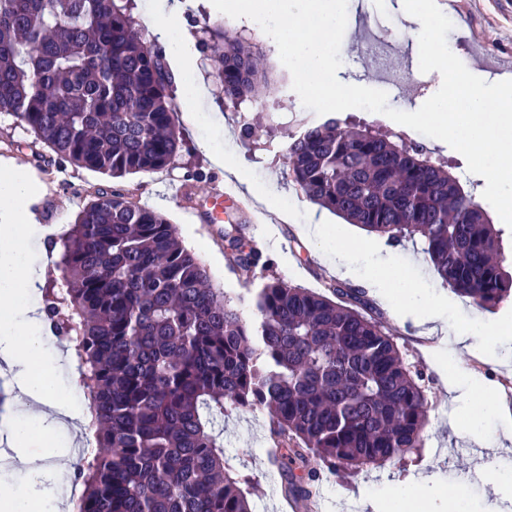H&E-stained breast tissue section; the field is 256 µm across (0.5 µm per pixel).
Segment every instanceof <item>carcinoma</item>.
I'll use <instances>...</instances> for the list:
<instances>
[{
  "label": "carcinoma",
  "mask_w": 512,
  "mask_h": 512,
  "mask_svg": "<svg viewBox=\"0 0 512 512\" xmlns=\"http://www.w3.org/2000/svg\"><path fill=\"white\" fill-rule=\"evenodd\" d=\"M224 108L261 102L269 77L251 39L205 26ZM0 113L57 158L122 178L168 167L184 142L158 51L129 0H0ZM311 203L398 245L419 239L441 280L493 311L512 297L501 231L420 145L337 117L285 148ZM228 214L224 250L244 274L270 265ZM65 283L44 289L47 328L71 346L99 453L81 454L78 512H254L224 452V409L261 408L282 495H316L317 458L359 472L414 453L427 421L424 373L405 361L365 292L266 279L244 297L215 288L164 214L98 189L63 236Z\"/></svg>",
  "instance_id": "obj_1"
}]
</instances>
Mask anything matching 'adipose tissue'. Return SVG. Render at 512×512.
I'll use <instances>...</instances> for the list:
<instances>
[{"instance_id": "1", "label": "adipose tissue", "mask_w": 512, "mask_h": 512, "mask_svg": "<svg viewBox=\"0 0 512 512\" xmlns=\"http://www.w3.org/2000/svg\"><path fill=\"white\" fill-rule=\"evenodd\" d=\"M181 10L180 0H155L151 30L172 46L174 83L183 94L199 99L206 90L187 53L178 46L175 20ZM37 190L34 176L14 161L0 162V363L14 372L27 398L24 414L9 424L17 448L16 463L25 470L35 461L31 448L49 449L55 429L73 416L63 402L64 391L55 381L57 357L45 349L48 334L31 301L39 276L29 265L23 240L15 232L21 219L27 218V205ZM309 234L319 246L334 245L337 275L352 276L357 260L374 262L377 273L372 283L378 296L389 301L396 312L414 310L423 324L444 321L441 300L411 274L396 271L390 260L373 258L362 242L345 240L337 228L328 224L314 222ZM448 393L464 415L463 433L481 441L487 421L499 413L492 388L482 376L459 368L448 380ZM71 497L72 488L59 473L45 483L1 489L0 512H72Z\"/></svg>"}]
</instances>
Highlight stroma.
Instances as JSON below:
<instances>
[{
	"label": "stroma",
	"instance_id": "stroma-1",
	"mask_svg": "<svg viewBox=\"0 0 512 512\" xmlns=\"http://www.w3.org/2000/svg\"><path fill=\"white\" fill-rule=\"evenodd\" d=\"M181 2L179 26L189 35V58L205 84H212L213 75L204 64L203 50L198 43L201 26L218 25L247 34L262 48L265 62L275 78L264 107L258 109L245 104L234 114L225 111L215 95L188 101L182 94H175L177 124L184 138L182 150L164 171L130 175L121 180L65 161L37 166L36 156L41 153V146L15 118L0 114V160H14L34 173L41 185L39 196L48 202L46 214L37 216L28 228V260L34 269H41L46 251V229L67 230L96 189L118 186L132 192L140 203L166 215L185 246L204 264L217 287L232 295H244L249 289L257 288L258 279H246L245 275L232 269L224 254L223 242L216 239L212 226L202 223L196 212L198 204L211 200L229 179L224 170L210 162L197 142L214 139L225 129L230 136L224 142V153L240 174L260 189L274 185L276 190L285 193L292 205L291 217L285 220L268 211L255 198H248V208L243 215L246 237L272 260L271 274L317 292L323 291L335 275L303 237L315 206L289 181L284 152L286 142L302 124L320 123L321 117L300 111L301 100L292 89V76L260 26L216 12L209 7L208 0ZM437 5L446 10L453 24L447 44L460 60H471L470 44L475 39L483 43L489 55L512 56V0H437ZM363 12L370 15L374 32L368 40L362 41L356 37L354 27L346 28L340 47L342 66L339 76L356 85L385 91L388 97L396 99L397 110L416 111L442 82L439 72L421 73L418 43L402 39L403 34L416 27V19L404 11L403 0H350V15ZM387 38L394 41L391 54L403 58L405 65L378 74L368 62L369 47L382 45ZM412 73L421 74L422 88L407 86L406 79ZM294 108L299 109L300 114L292 119L288 113ZM339 117L354 125H369L405 143L422 145L433 157L447 162L449 171L459 177L465 191L476 198L481 196V182L468 172L463 156L448 144L436 142L379 113L349 109L340 112ZM246 122L261 127L258 142L242 137L241 126ZM343 227L349 239L369 244L378 254H392L400 271L419 277L435 295L444 298L448 304L442 332L444 338H453L456 331L467 326L471 304L443 286L419 246L407 242L392 247L384 238L367 233L357 225ZM381 319L403 356L424 370L429 412L423 430V446L419 452L405 458L358 473L332 474L323 471L317 459H310V468L320 471L322 478L323 497L319 512H359V499L363 496L376 498L379 512H392L391 489L398 483L412 480L427 483V492L431 495L442 487L461 484L464 491L460 503L462 512H485L494 495L493 478L512 470V454L496 457L491 453L506 431L512 430V420H489L484 430L485 442L481 445L463 436L449 435L448 423L455 417L454 404L448 397L439 363L426 341L418 336L419 326L414 315H398L386 309ZM474 349V355H463L464 367L477 372L494 386L508 411L512 412V335L495 337L489 343L475 339ZM0 389L6 394L4 403L0 404V487L28 483L35 475L14 465L15 452L5 429L7 420L19 412L14 403L18 385L10 374L0 373ZM268 428L269 418L265 411L227 409L224 413V447L236 472L247 479L245 489L250 493L255 512H284L279 496L281 471L271 465L265 455Z\"/></svg>",
	"mask_w": 512,
	"mask_h": 512
}]
</instances>
